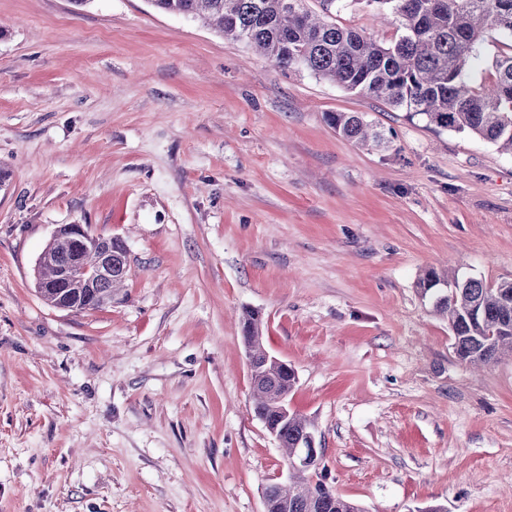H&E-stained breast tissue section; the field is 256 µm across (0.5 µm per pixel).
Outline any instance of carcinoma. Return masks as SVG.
<instances>
[{"label":"carcinoma","mask_w":512,"mask_h":512,"mask_svg":"<svg viewBox=\"0 0 512 512\" xmlns=\"http://www.w3.org/2000/svg\"><path fill=\"white\" fill-rule=\"evenodd\" d=\"M165 13L198 19L217 34L242 41L275 67L306 70L338 86L386 101L420 116L436 131L467 132L512 154V43L493 55L491 77L476 82L474 62L483 58L486 35H512V0H364L384 23L396 26L394 40L383 43L342 27L331 15L345 0H321L324 17L312 14L304 0H151ZM327 121L339 134L362 146H380L386 135L357 112H336ZM72 254L71 235L61 227L41 254L38 292L51 306L81 313L102 308L125 283L130 270L121 240L112 242V286L89 291L66 289L60 267ZM422 295L447 314L457 358L488 365L512 356V286L461 280L447 269L430 268L419 281ZM244 345L266 353L259 312L241 314ZM296 384L288 363L263 365L252 390L253 410L276 431L292 455L310 433L311 423L293 413L283 418L276 400ZM306 495L267 492L265 512H364L332 489L313 468L301 476Z\"/></svg>","instance_id":"obj_1"}]
</instances>
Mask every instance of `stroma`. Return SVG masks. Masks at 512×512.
<instances>
[{
    "mask_svg": "<svg viewBox=\"0 0 512 512\" xmlns=\"http://www.w3.org/2000/svg\"><path fill=\"white\" fill-rule=\"evenodd\" d=\"M336 22L395 36L364 0ZM0 171V512H265L288 468L252 410L246 308L338 495L512 512V358L459 361L418 287L512 281V155L151 0H0ZM64 224L125 242L110 305L38 294ZM327 121L336 132L362 146H380L388 141L381 130L374 128L357 112L330 113ZM243 341L257 357H263L267 352L264 346L263 319L258 311L244 309L241 314Z\"/></svg>",
    "mask_w": 512,
    "mask_h": 512,
    "instance_id": "35a3bbf8",
    "label": "stroma"
}]
</instances>
